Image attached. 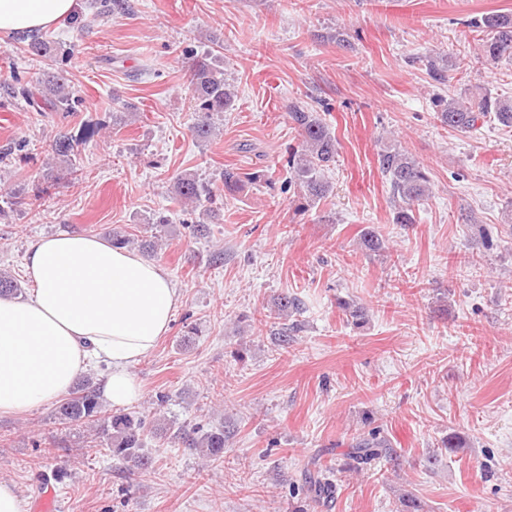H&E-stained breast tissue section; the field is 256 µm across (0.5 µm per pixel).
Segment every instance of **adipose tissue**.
<instances>
[{
  "mask_svg": "<svg viewBox=\"0 0 512 512\" xmlns=\"http://www.w3.org/2000/svg\"><path fill=\"white\" fill-rule=\"evenodd\" d=\"M77 0H0V32L36 33L71 16ZM26 296H0V416L67 394L105 364L103 399L137 401L133 368L168 331L180 294L158 264L97 236L29 239Z\"/></svg>",
  "mask_w": 512,
  "mask_h": 512,
  "instance_id": "obj_1",
  "label": "adipose tissue"
}]
</instances>
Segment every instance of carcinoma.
<instances>
[{"label": "carcinoma", "instance_id": "carcinoma-1", "mask_svg": "<svg viewBox=\"0 0 512 512\" xmlns=\"http://www.w3.org/2000/svg\"><path fill=\"white\" fill-rule=\"evenodd\" d=\"M482 29L480 51L492 62L512 61V13H493L482 22L475 23ZM25 54L47 57L54 52V43L47 37L32 36L22 47ZM193 94L199 101V112L193 126L197 138L207 140L213 132L212 116L234 110L236 93L224 79V71L208 55L193 63ZM18 94L27 100L35 112H70L73 89L67 76L61 72H42L18 88ZM437 120L441 125L458 132L476 128L481 118L491 116L498 124L512 128V99L494 96L489 90L478 91L457 98H435ZM288 118L298 128L302 137L296 151L288 161L301 186L305 199L316 204L328 198L331 185L324 179V171L336 162L337 140L320 115L299 105H293ZM80 141L63 134L51 144L52 153L67 158L77 149ZM380 170L388 176L395 203V223L416 222L414 206L422 204L429 194L430 180L424 166L407 152L388 147L378 153ZM261 178L257 173H240L226 168L222 174L224 188L234 189L245 182ZM176 199L182 204L210 202L219 188L184 173L174 182ZM362 247L372 253L385 251V241L373 227L361 231ZM63 425H82L95 432L101 449L136 467H145L149 458L142 453L146 430L144 419L129 413L106 414L99 400V391L87 378L74 387L69 397L63 399L56 411ZM190 446L209 460L224 457V433L210 432L191 439ZM386 439L377 431L352 439L347 456L357 465H368L389 455ZM331 468L318 462L304 471L302 487L304 504H291L292 512H308V508L327 506L334 499L335 487L328 477Z\"/></svg>", "mask_w": 512, "mask_h": 512}]
</instances>
